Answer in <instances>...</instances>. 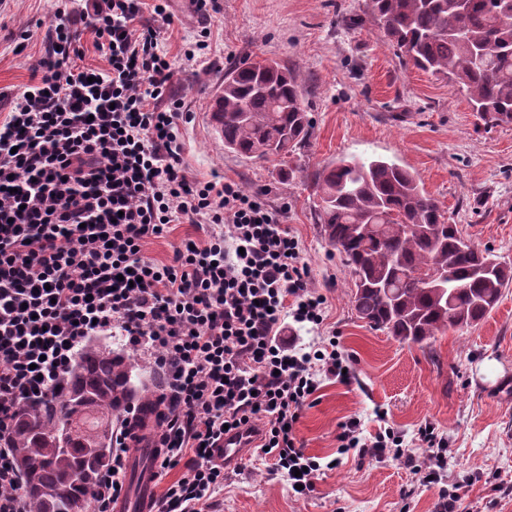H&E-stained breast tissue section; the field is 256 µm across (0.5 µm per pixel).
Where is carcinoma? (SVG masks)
Here are the masks:
<instances>
[{
	"instance_id": "cac0c4a2",
	"label": "carcinoma",
	"mask_w": 512,
	"mask_h": 512,
	"mask_svg": "<svg viewBox=\"0 0 512 512\" xmlns=\"http://www.w3.org/2000/svg\"><path fill=\"white\" fill-rule=\"evenodd\" d=\"M373 25L402 64L441 75L466 93L487 127L512 123V0H368ZM311 129L302 85L284 64L260 60L224 72V148L254 163L278 160L292 181L291 158ZM317 198L321 232L354 277L358 318L400 342L422 343L481 321L512 284V265L482 251L446 222L439 202L394 161L353 156L306 175ZM371 224L368 235L359 225ZM489 266L492 274L477 269ZM448 273V293L418 286L414 275ZM134 363L89 342L62 391L17 407L9 444L33 512H64L78 497L89 505L109 461L118 408L154 396L132 381ZM75 423L73 446L55 444L54 429Z\"/></svg>"
}]
</instances>
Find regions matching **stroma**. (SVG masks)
I'll list each match as a JSON object with an SVG mask.
<instances>
[{
    "label": "stroma",
    "instance_id": "35a3bbf8",
    "mask_svg": "<svg viewBox=\"0 0 512 512\" xmlns=\"http://www.w3.org/2000/svg\"><path fill=\"white\" fill-rule=\"evenodd\" d=\"M197 13L171 0L174 23L161 47L178 70L175 91L191 123L181 126L184 160L198 175L223 173L244 190L263 188L298 239L313 286L327 298L319 327L296 326L308 347L333 336L352 382L326 379L297 424L308 454L320 457L312 492L296 495L268 461L246 456L215 497L220 512H438V490L409 470L371 457H338L341 423L363 434L392 429L405 442L434 427L455 466L448 482L467 484L470 512H512V287L480 323L403 343L357 318L348 271L321 233L307 171L351 156L383 157L411 171L449 223L477 247L512 264V124L478 126L468 100L446 78L402 66L367 21L365 0H217ZM73 0H0V93L29 83L49 26ZM357 19L354 27L339 17ZM273 58L301 81L311 133L293 182L277 162L255 164L225 151L208 124L207 103L230 66Z\"/></svg>",
    "mask_w": 512,
    "mask_h": 512
}]
</instances>
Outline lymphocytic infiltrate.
<instances>
[{"label":"lymphocytic infiltrate","mask_w":512,"mask_h":512,"mask_svg":"<svg viewBox=\"0 0 512 512\" xmlns=\"http://www.w3.org/2000/svg\"><path fill=\"white\" fill-rule=\"evenodd\" d=\"M165 0H79L55 14L31 82L0 117V512H27L4 441L17 403L59 388L84 341L120 332L162 375L155 398L161 512H211L229 475L213 455L225 433L254 432L257 456L311 492L321 471L295 425L325 378L349 384L347 361L328 339L304 350L287 322H324L298 239L263 190L219 174L200 178L183 158L180 125L192 115L174 93L176 70L159 47L173 24ZM91 35L106 68L81 63ZM174 224H204L168 261L143 248ZM124 421L94 491L111 512L124 489ZM426 459L387 429L364 437L349 419L337 452L391 458L417 484L438 487L442 512H463L444 439L419 432Z\"/></svg>","instance_id":"obj_1"}]
</instances>
